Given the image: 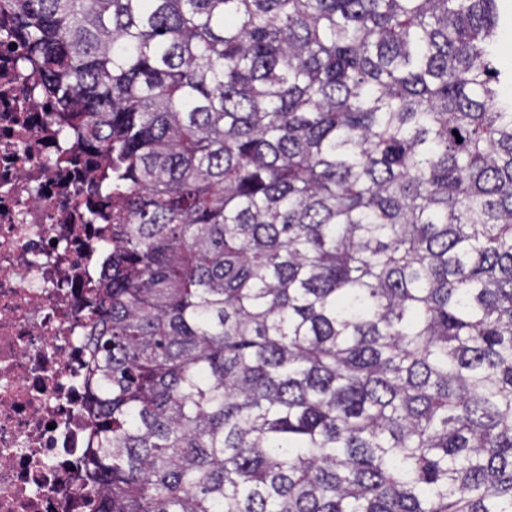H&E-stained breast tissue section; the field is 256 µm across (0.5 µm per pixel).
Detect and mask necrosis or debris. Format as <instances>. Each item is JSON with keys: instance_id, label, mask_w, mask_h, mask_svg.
I'll list each match as a JSON object with an SVG mask.
<instances>
[{"instance_id": "1", "label": "necrosis or debris", "mask_w": 512, "mask_h": 512, "mask_svg": "<svg viewBox=\"0 0 512 512\" xmlns=\"http://www.w3.org/2000/svg\"><path fill=\"white\" fill-rule=\"evenodd\" d=\"M20 52L0 45V512H88L85 315L108 222L88 202L106 165L60 131Z\"/></svg>"}]
</instances>
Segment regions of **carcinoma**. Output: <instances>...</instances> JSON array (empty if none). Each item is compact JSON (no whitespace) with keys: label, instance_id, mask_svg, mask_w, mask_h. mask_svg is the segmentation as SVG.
Masks as SVG:
<instances>
[{"label":"carcinoma","instance_id":"carcinoma-1","mask_svg":"<svg viewBox=\"0 0 512 512\" xmlns=\"http://www.w3.org/2000/svg\"><path fill=\"white\" fill-rule=\"evenodd\" d=\"M500 2L0 0L108 167L94 512H512Z\"/></svg>","mask_w":512,"mask_h":512}]
</instances>
